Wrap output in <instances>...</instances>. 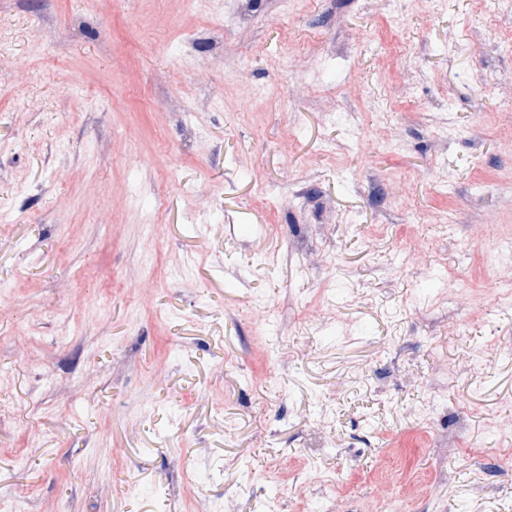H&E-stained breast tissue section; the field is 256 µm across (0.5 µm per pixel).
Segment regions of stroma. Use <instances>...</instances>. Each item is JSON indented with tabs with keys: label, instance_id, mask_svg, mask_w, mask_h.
Segmentation results:
<instances>
[{
	"label": "stroma",
	"instance_id": "35a3bbf8",
	"mask_svg": "<svg viewBox=\"0 0 512 512\" xmlns=\"http://www.w3.org/2000/svg\"><path fill=\"white\" fill-rule=\"evenodd\" d=\"M287 23L353 44L317 90L271 7L224 33L234 76L187 0H0V512H512V12ZM64 329L86 359L53 389Z\"/></svg>",
	"mask_w": 512,
	"mask_h": 512
}]
</instances>
